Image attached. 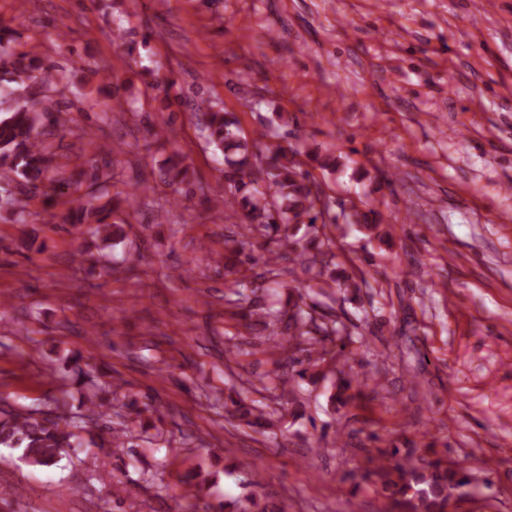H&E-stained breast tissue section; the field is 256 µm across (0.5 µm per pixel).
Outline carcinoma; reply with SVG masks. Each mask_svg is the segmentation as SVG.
Instances as JSON below:
<instances>
[{"label":"carcinoma","instance_id":"1","mask_svg":"<svg viewBox=\"0 0 512 512\" xmlns=\"http://www.w3.org/2000/svg\"><path fill=\"white\" fill-rule=\"evenodd\" d=\"M58 70L44 63L34 50L21 53H0V185L8 186L0 196V214L11 216L24 209L26 201L38 192L56 190L54 157L46 147L43 135L48 125L63 126L61 112L44 105L45 93L56 85ZM195 111L200 117L205 141L215 157L221 159L224 173V197L212 201V207H224L243 213L245 224L242 236L262 239L266 254L256 258L245 253V242L228 238L224 241V275L234 276L232 285L241 288L243 280L259 278L279 288L288 287L283 280L286 269L279 261L288 260L306 271H316L322 277V287L344 292L359 291V284L349 275H336L329 270L335 254L331 236L333 220L329 219V201L319 186L302 171L295 159L298 151L280 147L262 154L261 132L255 139L241 134L239 120L232 112L217 107L207 98L199 99ZM112 171L105 169L94 176L95 189L79 195L83 182L66 179V188L77 195L68 210L66 223L87 224L92 236L102 248L117 243L125 235L124 226L137 211L138 197L156 187L138 182L125 193L109 196L107 184ZM189 183V167L175 153L160 168L159 184L179 191ZM124 217L106 222L111 214ZM261 272L254 273L256 267ZM234 301L242 310L241 317L260 322L268 330L265 343L268 354L276 356L284 348L280 335L291 334V347L305 355L312 366L325 362L327 344L334 337L349 333L348 326L318 311L316 304H307L302 294L288 301V308L275 309L261 297H250L240 291ZM337 393L331 401L342 406L355 399L348 391L358 390L362 382L356 375L339 370ZM102 388L92 385L83 394L86 414L61 413L46 416L36 408L26 412L0 411V447L15 448L33 467H51L60 463L68 449L81 445L75 430H87V418L103 413ZM272 413L252 405L235 410V417L250 426L267 423ZM136 421L122 431L111 434L108 440L114 453L124 451L127 438L134 432ZM361 479L380 485V495L406 512H447L453 498H464V488L470 484L468 469L442 458L428 459L415 449L400 454L392 448L379 453L374 465L364 470ZM230 512H284V508L269 503L254 494L247 505H233Z\"/></svg>","mask_w":512,"mask_h":512}]
</instances>
